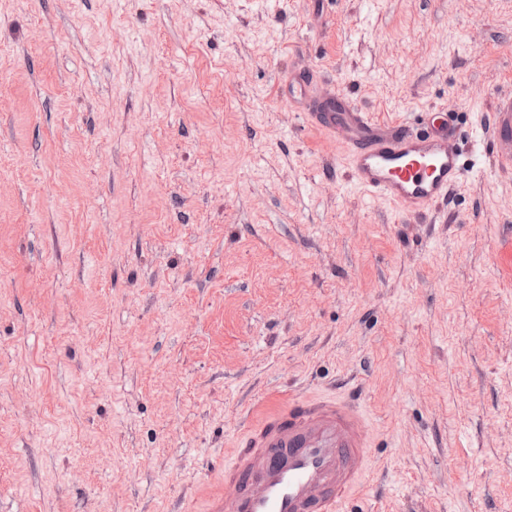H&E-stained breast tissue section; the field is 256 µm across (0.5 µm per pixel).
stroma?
I'll return each instance as SVG.
<instances>
[{
    "label": "stroma",
    "instance_id": "obj_1",
    "mask_svg": "<svg viewBox=\"0 0 512 512\" xmlns=\"http://www.w3.org/2000/svg\"><path fill=\"white\" fill-rule=\"evenodd\" d=\"M481 170L352 185L289 76ZM512 0H0V512H204L274 390L354 392L348 512H512ZM482 133L489 139L493 159L501 169L512 170V94L499 95Z\"/></svg>",
    "mask_w": 512,
    "mask_h": 512
}]
</instances>
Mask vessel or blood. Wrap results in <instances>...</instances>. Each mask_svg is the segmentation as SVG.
I'll return each instance as SVG.
<instances>
[{"mask_svg": "<svg viewBox=\"0 0 512 512\" xmlns=\"http://www.w3.org/2000/svg\"><path fill=\"white\" fill-rule=\"evenodd\" d=\"M291 97L309 103L306 121L346 144L351 179L364 194L420 214L447 202L467 172L446 111L428 112L423 131L407 120L378 121L344 95L312 100L305 77ZM499 168L512 170V94L498 96L483 130ZM368 421L355 403L335 394H282L251 418L224 460V489L206 512H345L350 494L375 468Z\"/></svg>", "mask_w": 512, "mask_h": 512, "instance_id": "obj_1", "label": "vessel or blood"}]
</instances>
